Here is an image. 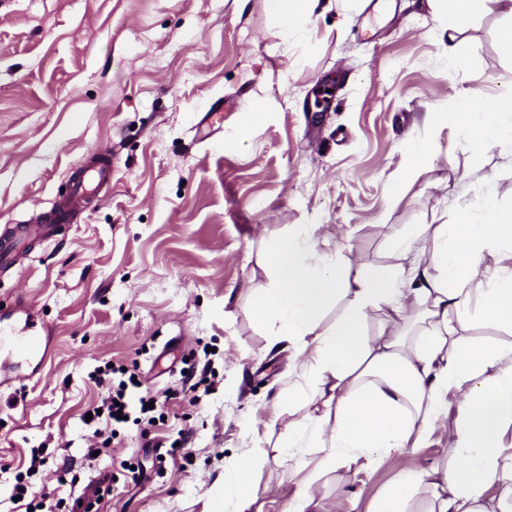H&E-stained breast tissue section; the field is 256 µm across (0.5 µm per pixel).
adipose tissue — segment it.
Returning a JSON list of instances; mask_svg holds the SVG:
<instances>
[{
    "label": "adipose tissue",
    "mask_w": 512,
    "mask_h": 512,
    "mask_svg": "<svg viewBox=\"0 0 512 512\" xmlns=\"http://www.w3.org/2000/svg\"><path fill=\"white\" fill-rule=\"evenodd\" d=\"M479 3L505 16L496 37L502 51L512 52V0H446L449 66L465 54L463 32ZM510 112L511 94L463 99L431 118L460 130L473 148L512 151V126L502 120ZM425 235L432 238L427 260L409 262L413 243ZM389 249L391 263L366 266L351 278L316 249L308 229L268 248L270 281L256 296L251 316L273 342L288 341L306 358L311 388L289 391L285 404L322 406L289 426L288 441L307 439L322 471L362 459L370 463L410 440H423L444 394L458 388L465 395L452 446L460 464L441 473L404 474L376 499L373 512H407L413 489L422 483L432 489L429 512H512L484 499L488 485L496 483L501 498L512 500V453L503 444L504 426L512 422V347L473 341L448 316L480 293L486 298L482 317L512 329V275H491L488 265L489 258L512 251V207L490 199L460 209L450 224L403 226ZM343 296L349 299L343 314L322 326L326 311ZM377 313L393 327L372 336L367 326ZM257 461V455L244 456L224 473L235 512H249L257 498L251 481Z\"/></svg>",
    "instance_id": "obj_1"
}]
</instances>
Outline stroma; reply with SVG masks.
<instances>
[{
    "label": "stroma",
    "mask_w": 512,
    "mask_h": 512,
    "mask_svg": "<svg viewBox=\"0 0 512 512\" xmlns=\"http://www.w3.org/2000/svg\"><path fill=\"white\" fill-rule=\"evenodd\" d=\"M503 21L476 11L451 69L430 0H332L287 38L265 0H0V228L39 223L74 172L112 154L111 192L0 266V319L24 299L27 332L53 333L42 365L5 367L14 382L0 388V512H24L9 490L34 448L49 457L32 486L55 500L111 473L103 512H210L225 470L253 451L251 512H287L307 491L313 512L338 502L372 512L408 471L445 468L464 399L455 388L422 442L307 482L296 465L315 453L286 442L308 411L281 403L304 383L305 359L272 343L249 310L269 281L268 246L297 226L315 227L318 249L353 277L388 262L386 239L403 225L451 223L490 195L512 206L502 193L512 155L471 149L430 118L512 92V55L496 41ZM324 85L334 96L321 111ZM417 143L429 159L412 175ZM106 361L136 365L163 417L128 423L91 461L82 416L102 391L88 375ZM207 364L214 389L198 397ZM182 430L186 455H169ZM64 450L74 466L65 481Z\"/></svg>",
    "instance_id": "stroma-1"
}]
</instances>
